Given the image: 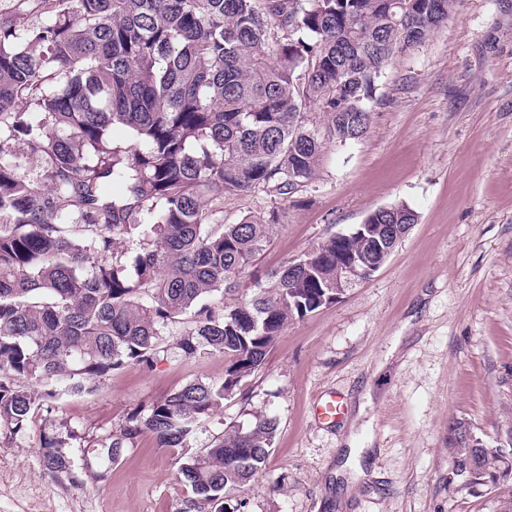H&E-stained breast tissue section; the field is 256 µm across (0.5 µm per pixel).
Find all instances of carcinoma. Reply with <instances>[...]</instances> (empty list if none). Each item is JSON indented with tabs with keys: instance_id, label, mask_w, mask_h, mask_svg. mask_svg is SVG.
Instances as JSON below:
<instances>
[{
	"instance_id": "obj_1",
	"label": "carcinoma",
	"mask_w": 512,
	"mask_h": 512,
	"mask_svg": "<svg viewBox=\"0 0 512 512\" xmlns=\"http://www.w3.org/2000/svg\"><path fill=\"white\" fill-rule=\"evenodd\" d=\"M456 0H42L26 27L0 13V155L46 160L42 184L0 160V436L24 431L60 392L89 394L123 365L150 364L190 316L184 353L224 354V380L194 381L134 413L91 456L108 465L148 431L189 448L197 424L263 365L287 322L336 302V266L379 269L416 222L395 204L371 236L333 234L217 312L264 251L277 216L224 223V195L267 186L284 198L332 144L367 133L389 62L454 16ZM120 125L132 140L110 137ZM45 386L41 392L15 383ZM277 421L232 426L182 456L191 498L210 506L262 471ZM71 432L45 436L52 476L68 474ZM456 477L492 484L500 461L448 440ZM240 464L230 467L231 459Z\"/></svg>"
}]
</instances>
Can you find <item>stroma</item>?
I'll list each match as a JSON object with an SVG mask.
<instances>
[{
	"mask_svg": "<svg viewBox=\"0 0 512 512\" xmlns=\"http://www.w3.org/2000/svg\"><path fill=\"white\" fill-rule=\"evenodd\" d=\"M361 139L329 147L315 178L283 199L269 189L224 199V221L277 212L255 268L266 272L373 210L418 216L385 264L335 303L286 325L261 369L199 422L190 452L225 429L277 420L254 480L227 497L242 512H496L493 486L451 477L448 426L512 446V0H458L456 15L396 57ZM167 336L151 365L113 370L84 396L36 410L0 442V512H180L188 490L176 453L151 433L128 441L106 481L84 449L184 385L223 380L222 354L188 356ZM333 392L336 425L313 405ZM70 427L71 477L45 470L41 433ZM372 447L375 474L336 475L347 445Z\"/></svg>",
	"mask_w": 512,
	"mask_h": 512,
	"instance_id": "1",
	"label": "stroma"
}]
</instances>
